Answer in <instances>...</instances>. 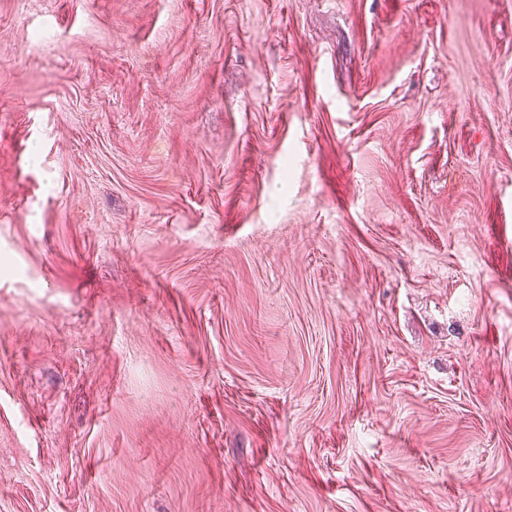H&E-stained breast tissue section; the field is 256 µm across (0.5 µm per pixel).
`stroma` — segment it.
Segmentation results:
<instances>
[{
  "instance_id": "obj_1",
  "label": "stroma",
  "mask_w": 512,
  "mask_h": 512,
  "mask_svg": "<svg viewBox=\"0 0 512 512\" xmlns=\"http://www.w3.org/2000/svg\"><path fill=\"white\" fill-rule=\"evenodd\" d=\"M0 512H512V0H0Z\"/></svg>"
}]
</instances>
